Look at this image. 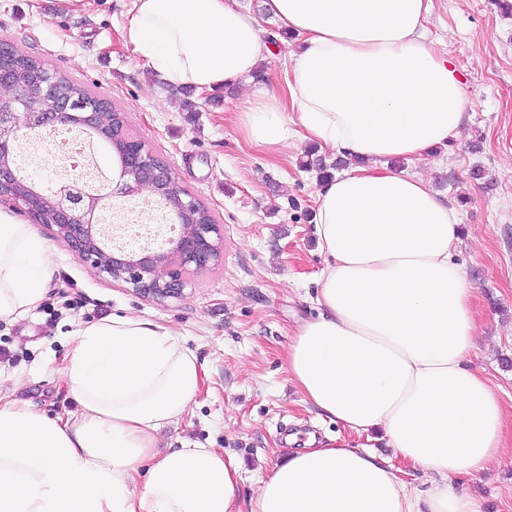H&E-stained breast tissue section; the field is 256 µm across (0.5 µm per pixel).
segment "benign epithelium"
I'll use <instances>...</instances> for the list:
<instances>
[{
  "instance_id": "7a95c632",
  "label": "benign epithelium",
  "mask_w": 512,
  "mask_h": 512,
  "mask_svg": "<svg viewBox=\"0 0 512 512\" xmlns=\"http://www.w3.org/2000/svg\"><path fill=\"white\" fill-rule=\"evenodd\" d=\"M9 89L13 105L7 111L0 109V194L6 193L23 204L40 222L55 225L80 261L156 299L180 296L187 285L189 266L202 268L219 261L217 242L222 237L217 224L181 225L179 235L169 239L168 248L161 253L117 256L101 247L103 213L120 199L134 198L144 187L166 197L179 215H189L196 208V200L176 183L169 166L146 148L132 147L127 154L129 167H120L118 180L99 191L89 185L81 171L59 178L62 193L49 203V211H44L45 195L29 176L20 175L17 136L31 130L44 133L60 128H94L98 102L76 93L60 96L51 72L36 87L18 82ZM37 99L51 100L54 105L45 108L35 103ZM129 168L139 173L136 186L127 178Z\"/></svg>"
}]
</instances>
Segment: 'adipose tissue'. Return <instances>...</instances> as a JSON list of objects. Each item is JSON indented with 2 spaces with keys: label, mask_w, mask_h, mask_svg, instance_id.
<instances>
[{
  "label": "adipose tissue",
  "mask_w": 512,
  "mask_h": 512,
  "mask_svg": "<svg viewBox=\"0 0 512 512\" xmlns=\"http://www.w3.org/2000/svg\"><path fill=\"white\" fill-rule=\"evenodd\" d=\"M299 39L287 99L256 89L238 112L249 141L282 152L297 138L360 163L317 192L314 233L327 264L318 316L288 347L303 401L359 434L378 433L412 467L340 437L290 449L240 508L241 471L211 448L156 449L200 389L196 354L165 325L112 315L81 327L61 370L78 419L0 401V512H478L450 477L503 451L505 414L468 356L475 290L451 257L453 207L426 180L390 168L456 138L465 94L424 32L431 0H262ZM133 52L176 87L239 84L262 62L241 0H132ZM53 268L33 227L0 214V318L43 300Z\"/></svg>",
  "instance_id": "obj_1"
}]
</instances>
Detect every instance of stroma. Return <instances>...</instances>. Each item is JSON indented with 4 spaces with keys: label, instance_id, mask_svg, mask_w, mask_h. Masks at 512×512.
I'll use <instances>...</instances> for the list:
<instances>
[{
    "label": "stroma",
    "instance_id": "stroma-1",
    "mask_svg": "<svg viewBox=\"0 0 512 512\" xmlns=\"http://www.w3.org/2000/svg\"><path fill=\"white\" fill-rule=\"evenodd\" d=\"M131 18L130 0H0V39L124 112L130 134L211 212L222 258L191 270L180 297H144L81 262L56 227L0 198V213L33 226L53 267L44 300L27 318L0 319V394L41 414L77 417L61 374L75 331L112 314L163 323L196 352L203 376L186 414L160 431L156 446L224 451L241 465L246 502L289 447L309 437L367 442L310 410L288 372L294 331L318 311L325 257L312 214L319 184L301 166L308 142L294 140L274 156L245 139L241 89L193 94L197 109L185 111L182 92L127 47ZM258 22L264 62L256 84L280 95L296 41L274 18ZM425 27L458 71L467 122L447 146L399 167L428 179L457 212L462 235L452 260L475 289L479 316L471 365L497 386L506 411L500 459L454 483L480 512H512V13L498 0H433ZM476 167L484 180L471 179Z\"/></svg>",
    "mask_w": 512,
    "mask_h": 512
}]
</instances>
